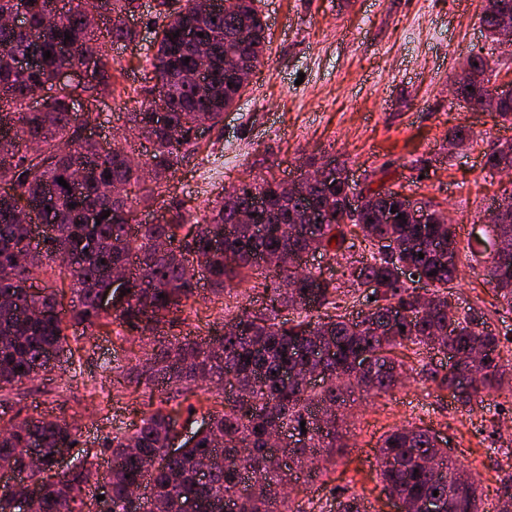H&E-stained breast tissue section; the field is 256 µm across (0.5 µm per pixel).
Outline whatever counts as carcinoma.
<instances>
[{
  "label": "carcinoma",
  "instance_id": "carcinoma-1",
  "mask_svg": "<svg viewBox=\"0 0 512 512\" xmlns=\"http://www.w3.org/2000/svg\"><path fill=\"white\" fill-rule=\"evenodd\" d=\"M192 0H157L153 20V53L148 58L154 84L148 97L135 101L128 112L131 128L153 142L142 157L123 146L106 149L84 135L98 103L112 95L116 76L112 57L99 43V34L87 21L85 0H0V14L22 16L16 28L0 27V392L34 379L46 370L44 357L63 353L66 331H86L117 324L154 333L173 322L196 303L199 281L193 266L206 274L212 290L239 286L249 280L266 294L265 306L243 308L232 318L234 330L208 344L174 343L154 350L148 368L139 375L175 385L199 381L229 382L235 393L204 389L190 415L202 411L205 427L194 442L183 443L180 454L167 456L176 438L182 404L159 407L141 419L133 434L134 454L128 452L129 434L105 436L100 451L110 452L108 474L99 478L98 452L86 449L74 468L54 472L56 455L77 445L73 425L65 415L9 419L0 431V467L22 464V449H41V466L28 480L0 488V512H14L19 498L31 500L33 512H126V495L133 486L142 489L141 512H224L230 502L234 512H294L279 488L291 481L300 458L323 455L332 460L341 447L347 427L348 403L376 399L402 387L404 360L397 350L419 358L433 350L467 363L468 353L482 349V378L470 387L457 382L444 366L422 365V373L438 392H447L464 411L484 398L507 391L512 377L502 365L504 345L500 334L483 318L461 312L452 288L461 274L462 260L455 225L434 213L424 224H375L380 210L400 211L405 193L390 188L368 190L362 211L344 215L345 189H324L314 182L284 200L277 178L264 176L220 192L203 213L180 201L163 204L170 178L185 159L200 151L197 129L201 122L219 127L224 112L244 94L236 74L224 68V36L243 34L239 50L243 67L264 63L267 34L258 0H232L229 9L208 13L195 26L202 37L186 39L185 12ZM109 21L110 43L133 42L139 33L125 17L137 9L135 0H98ZM486 37L496 42L497 28L512 25V0H483L479 14ZM43 32L41 51L51 57L34 70H22L17 59L32 47L34 33ZM96 48L91 79L61 82L59 74L76 65L78 57ZM189 63H184V59ZM486 85H463L458 90L470 107L481 103ZM166 109V122L151 121L156 101ZM36 140L37 153L27 151ZM64 179V188L58 179ZM124 184L139 189L134 200L113 193ZM264 198L260 224H238L237 215ZM27 206L40 224L51 226L37 255L17 263L30 245L29 225L19 214ZM159 207L162 219L142 223L141 209ZM93 213L101 224H89ZM358 230L365 242L359 258L346 262V279L336 282L322 273L264 268L260 258L288 251L297 256L325 252L343 254L346 236ZM487 240L512 243V222L489 224ZM419 239L420 250L404 243ZM394 243L385 253L376 246ZM162 241L175 247L161 251ZM424 257H419V254ZM68 280L70 300L63 304L52 288L33 290L50 264ZM404 265L424 269L426 304L419 305L417 289L399 280ZM127 267L129 277L121 293L112 288V270ZM262 278L254 275L262 270ZM486 284L495 299L512 308V259L501 261L489 253L484 266ZM369 298L360 321L344 310L352 294ZM112 304H102L104 295ZM402 311L392 332H382L392 309ZM288 309L296 318L281 320ZM324 370L321 384L299 385L287 374ZM334 409L331 424L319 425L324 409ZM305 426H300V422ZM279 426L285 431L280 447L271 448L265 436ZM224 456L202 480L201 460ZM382 492L410 507L436 501L441 512H486L475 481L459 487L461 462L448 456L439 436L419 426L394 427L375 454ZM105 499L97 500V495ZM366 497L351 493L336 501V512H367Z\"/></svg>",
  "mask_w": 512,
  "mask_h": 512
}]
</instances>
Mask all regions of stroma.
Listing matches in <instances>:
<instances>
[{
    "label": "stroma",
    "instance_id": "obj_1",
    "mask_svg": "<svg viewBox=\"0 0 512 512\" xmlns=\"http://www.w3.org/2000/svg\"><path fill=\"white\" fill-rule=\"evenodd\" d=\"M141 3L130 20L140 38L112 47L123 76L85 134L104 144L121 141L147 155L152 143L131 131L127 116L149 70L153 0ZM481 7V0H261L268 22L265 63L239 105L225 112L223 128L203 133L210 154L190 156L171 178V197L201 208L231 184L271 173L290 179L311 164L336 159L356 186L400 187L406 195L446 208L465 263L453 290L456 303L512 336V309L495 305L483 282L484 256L474 241L485 227L488 204L512 185L484 166L489 144L512 139V126L472 111L450 91L473 50L496 63L499 83H512V53L486 38ZM457 126L469 128L473 139L452 153L448 132ZM229 152L235 165L217 171ZM418 159L426 166L422 180L414 182L411 167ZM265 302L262 291L245 285L218 295L204 282L194 307L165 326L160 337L173 342L211 336L241 307L257 310ZM68 336L79 362L9 391L14 414H67L84 449L98 447L112 431L133 432L164 397L153 382L130 376L132 368L143 366L152 339L116 325L94 332L75 327ZM420 369L417 359H407L403 388L352 407L345 446L324 484L300 481L290 487L297 512H329L339 488L366 491L372 512H394L377 490L375 450L380 437L397 425L434 429L449 455L476 478L484 502L496 505L499 479L512 472V413L501 410L494 396L473 413L461 411L449 395L433 390Z\"/></svg>",
    "mask_w": 512,
    "mask_h": 512
}]
</instances>
